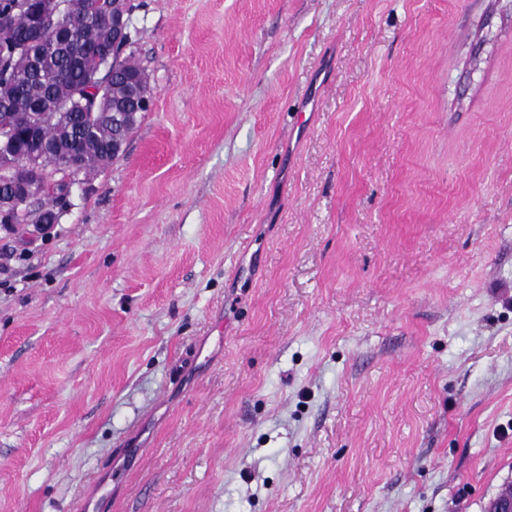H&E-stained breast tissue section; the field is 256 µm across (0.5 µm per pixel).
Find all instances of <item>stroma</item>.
I'll return each instance as SVG.
<instances>
[{
  "label": "stroma",
  "instance_id": "1",
  "mask_svg": "<svg viewBox=\"0 0 512 512\" xmlns=\"http://www.w3.org/2000/svg\"><path fill=\"white\" fill-rule=\"evenodd\" d=\"M131 3L148 111L0 230V512H485L512 0Z\"/></svg>",
  "mask_w": 512,
  "mask_h": 512
}]
</instances>
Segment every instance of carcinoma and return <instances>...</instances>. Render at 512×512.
I'll list each match as a JSON object with an SVG mask.
<instances>
[{
    "label": "carcinoma",
    "instance_id": "carcinoma-1",
    "mask_svg": "<svg viewBox=\"0 0 512 512\" xmlns=\"http://www.w3.org/2000/svg\"><path fill=\"white\" fill-rule=\"evenodd\" d=\"M17 0H0V129L13 131V154L39 166L59 168L77 160L79 171L109 164L141 119V101L151 95L145 71L125 44L112 47V17L127 15L130 0H64L65 13L41 36ZM109 100L91 108L88 87ZM38 133H30L33 118Z\"/></svg>",
    "mask_w": 512,
    "mask_h": 512
}]
</instances>
